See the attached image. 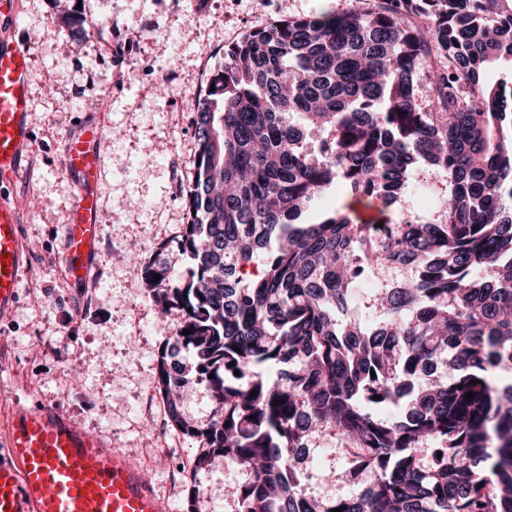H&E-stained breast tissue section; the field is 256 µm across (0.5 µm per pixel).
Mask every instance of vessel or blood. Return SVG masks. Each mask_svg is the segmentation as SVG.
<instances>
[{
	"mask_svg": "<svg viewBox=\"0 0 512 512\" xmlns=\"http://www.w3.org/2000/svg\"><path fill=\"white\" fill-rule=\"evenodd\" d=\"M31 57L0 46V186L14 183L35 149L30 122ZM103 126L87 121L67 136L60 168L74 188L62 262L68 280L86 284L104 232L98 180ZM23 211L0 194V317L14 309L32 271L22 240ZM141 468L56 407L15 403L0 437V512H167Z\"/></svg>",
	"mask_w": 512,
	"mask_h": 512,
	"instance_id": "obj_1",
	"label": "vessel or blood"
}]
</instances>
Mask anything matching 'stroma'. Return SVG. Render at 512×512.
I'll list each match as a JSON object with an SVG mask.
<instances>
[{
  "label": "stroma",
  "mask_w": 512,
  "mask_h": 512,
  "mask_svg": "<svg viewBox=\"0 0 512 512\" xmlns=\"http://www.w3.org/2000/svg\"><path fill=\"white\" fill-rule=\"evenodd\" d=\"M0 9V41L24 43L32 55L34 152L12 188L24 208L22 237L33 268L18 302L0 319V430L11 406L37 401L63 409L83 429L134 460L172 512H187L186 486L203 491L209 512H231L247 474L228 459L199 473L185 464L197 440L179 436L159 408L156 358L180 329L160 317L133 261L166 264L180 279L187 260L168 241L188 221L194 107L226 45L272 21L305 16L322 4L347 12L362 0H69L97 16L99 36L78 41L74 26L50 0H16ZM20 24H13V16ZM104 122L100 180L107 225L95 278L70 284L62 235L72 185L59 168L64 139L77 120ZM448 180L418 164L392 206L394 219L439 220ZM413 269L377 270L353 286L351 315L380 320L372 298L383 285L412 278ZM346 444L332 430L317 435L302 466L307 494H359L362 473L343 482Z\"/></svg>",
  "instance_id": "35a3bbf8"
}]
</instances>
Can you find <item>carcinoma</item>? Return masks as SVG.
<instances>
[{"instance_id": "cac0c4a2", "label": "carcinoma", "mask_w": 512, "mask_h": 512, "mask_svg": "<svg viewBox=\"0 0 512 512\" xmlns=\"http://www.w3.org/2000/svg\"><path fill=\"white\" fill-rule=\"evenodd\" d=\"M503 61L512 0L324 6L224 48L195 106L189 267L178 284L140 272L191 330L157 357L171 426L203 443L195 470L221 456L249 473L234 512H512V82L482 78ZM420 160L448 178L439 222L387 219L381 239L343 207L298 222L333 183L387 208ZM398 265L416 278L376 295L383 321L340 319L357 280ZM194 379L205 422L182 407ZM327 428L345 480L372 473L356 497L305 493L302 451ZM182 403L185 414L195 420L207 419L213 408L210 392L205 383H192L185 391Z\"/></svg>"}]
</instances>
